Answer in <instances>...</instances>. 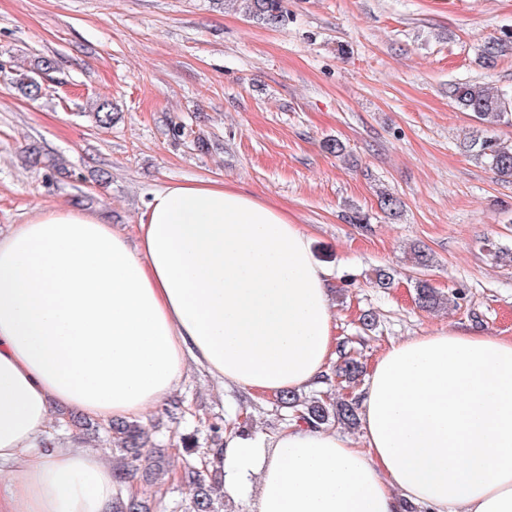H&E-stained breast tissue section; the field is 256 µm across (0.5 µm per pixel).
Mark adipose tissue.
Here are the masks:
<instances>
[{"mask_svg":"<svg viewBox=\"0 0 512 512\" xmlns=\"http://www.w3.org/2000/svg\"><path fill=\"white\" fill-rule=\"evenodd\" d=\"M129 242L95 213L34 207L0 233V512H112L117 479L54 408L142 421L188 366L257 397L316 385L338 338L304 230L217 180L153 193ZM361 444L299 422L210 456L255 512H512V338L453 329L390 345Z\"/></svg>","mask_w":512,"mask_h":512,"instance_id":"obj_1","label":"adipose tissue"}]
</instances>
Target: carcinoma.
Here are the masks:
<instances>
[{"instance_id":"1","label":"carcinoma","mask_w":512,"mask_h":512,"mask_svg":"<svg viewBox=\"0 0 512 512\" xmlns=\"http://www.w3.org/2000/svg\"><path fill=\"white\" fill-rule=\"evenodd\" d=\"M246 13L271 25L280 26L287 18L283 0H240ZM512 53V40L497 38L484 45L481 56L486 66L492 67L498 58ZM451 96L462 110L471 112L482 121L497 123L512 119V93L470 81L452 86ZM469 151H476L486 160L489 168L502 178H512V144H505L492 136L472 134L464 139ZM416 300L419 307L434 310L446 301L444 295L427 281L416 283ZM363 374L362 364L343 353L336 363L335 376L343 382L354 383ZM279 406L294 413L297 421L320 428L338 424L354 429L359 422L358 405L347 399L327 402L317 397H306L297 391H286L278 397ZM108 437L113 450L120 452L119 478L128 479L137 474L147 461L144 449L148 433L139 423L116 419L109 424ZM184 475L192 479V494L188 512H235L233 506L219 504L214 485L194 465L187 464ZM113 512H149L142 499L117 488Z\"/></svg>"}]
</instances>
